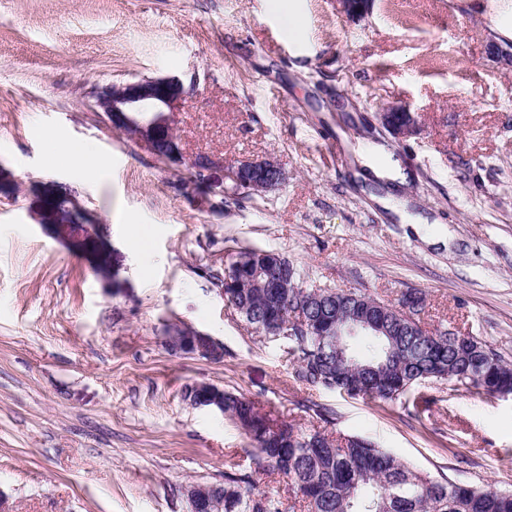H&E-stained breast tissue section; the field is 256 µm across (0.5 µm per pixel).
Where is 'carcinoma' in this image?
I'll list each match as a JSON object with an SVG mask.
<instances>
[{"label":"carcinoma","instance_id":"carcinoma-1","mask_svg":"<svg viewBox=\"0 0 512 512\" xmlns=\"http://www.w3.org/2000/svg\"><path fill=\"white\" fill-rule=\"evenodd\" d=\"M282 262L293 278L294 265L273 250L245 247L224 269V298L258 334L280 338V325L299 308L292 288H265L255 271ZM334 320L372 314L391 337L369 331L362 347L350 337L342 349L323 353L320 336L331 326L313 325L286 336L295 381L339 390L371 401H395L426 380L446 381L453 389L489 394L512 385V364L473 336L448 331L423 335L402 332L407 318L424 309L423 295L410 289L397 310L383 301L350 290H336ZM224 415L242 429L257 461V471L286 475L306 512H512V491L480 489L436 479L403 463L372 442L312 428L297 430L269 414L242 393L224 392ZM211 512H295V503L257 490L251 473H224V485L212 487Z\"/></svg>","mask_w":512,"mask_h":512}]
</instances>
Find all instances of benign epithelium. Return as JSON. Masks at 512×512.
<instances>
[{"label": "benign epithelium", "mask_w": 512, "mask_h": 512, "mask_svg": "<svg viewBox=\"0 0 512 512\" xmlns=\"http://www.w3.org/2000/svg\"><path fill=\"white\" fill-rule=\"evenodd\" d=\"M488 53L492 61L512 67V43L503 46L489 44ZM185 96L182 81L175 77L145 78L121 85H106L95 95L96 105L109 116L113 125L118 126L144 142L158 157L170 165L179 167L184 155L178 138L174 135L169 115L177 111ZM383 128L399 138L416 134L417 120L409 107L391 105L378 114ZM233 186L254 193L274 189L284 179L285 173L272 159L243 160L227 171ZM36 223L49 224L53 232L70 240L87 238L85 229L96 224V220L80 205L75 194L55 185L40 209L34 214ZM167 348L176 354H192L212 357L219 352L216 343L199 331L175 327L167 331ZM201 391L197 406L222 411L224 403L213 386L199 384ZM192 512H205L209 507V496L194 487L188 491Z\"/></svg>", "instance_id": "obj_1"}]
</instances>
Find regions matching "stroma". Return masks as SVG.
<instances>
[{
    "label": "stroma",
    "mask_w": 512,
    "mask_h": 512,
    "mask_svg": "<svg viewBox=\"0 0 512 512\" xmlns=\"http://www.w3.org/2000/svg\"><path fill=\"white\" fill-rule=\"evenodd\" d=\"M304 41L271 0H0V498L9 512H188L186 491L248 473L243 431L188 385L240 392L298 429L356 435L452 482L512 490V398L425 381L371 403L296 383L288 344L257 335L220 283L239 248L277 251L305 287L397 302L512 361V70L484 9L512 0H295ZM179 78L170 167L112 125L94 91ZM407 105L406 139L377 115ZM85 143L96 174L49 163ZM214 165L197 175L189 161ZM273 158L286 180L254 194L228 167ZM71 186L112 243V277L33 219L30 184ZM139 224L142 262L126 234ZM223 356L172 354L168 328ZM280 0L273 3V7L281 14V27L289 41L295 42L305 38V25L300 13L288 3L286 8Z\"/></svg>",
    "instance_id": "obj_1"
}]
</instances>
